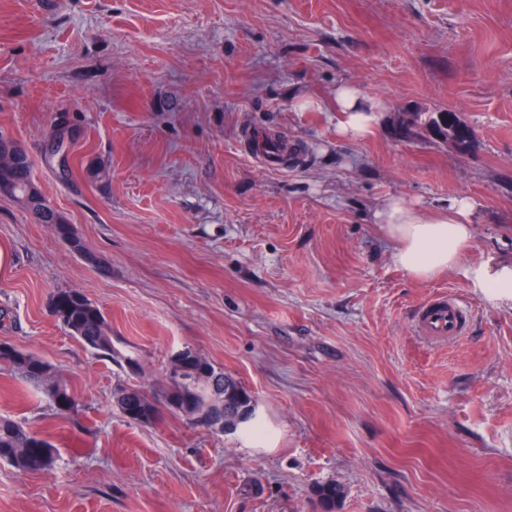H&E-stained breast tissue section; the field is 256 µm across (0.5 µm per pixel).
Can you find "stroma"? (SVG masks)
I'll return each instance as SVG.
<instances>
[{"instance_id":"obj_1","label":"stroma","mask_w":512,"mask_h":512,"mask_svg":"<svg viewBox=\"0 0 512 512\" xmlns=\"http://www.w3.org/2000/svg\"><path fill=\"white\" fill-rule=\"evenodd\" d=\"M344 83L386 104L358 142L336 136ZM438 107L474 130L467 155L397 135ZM257 131L297 157L267 168ZM0 135L98 258L0 194V342L82 404L60 415L0 370V416L59 456L0 462V512H319L328 482L336 512H512V301L464 272L512 257V0H0ZM391 196L468 198L464 268L399 269L372 222ZM69 288L140 370L57 321ZM441 293L471 322L433 346L412 322ZM187 346L254 393L264 439L115 408ZM315 496L323 512H335L336 505L343 496V489L339 484L329 482L318 485Z\"/></svg>"}]
</instances>
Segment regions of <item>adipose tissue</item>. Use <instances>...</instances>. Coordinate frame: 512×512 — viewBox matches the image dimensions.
<instances>
[{
    "mask_svg": "<svg viewBox=\"0 0 512 512\" xmlns=\"http://www.w3.org/2000/svg\"><path fill=\"white\" fill-rule=\"evenodd\" d=\"M336 135L358 141L373 134L384 110L381 101L364 96L354 84L336 89ZM473 205L464 198L447 209L427 214L399 197L386 199L373 220L393 244L396 265L412 279L426 281L464 268L463 250L472 237ZM474 287L497 298L512 299V261L466 268Z\"/></svg>",
    "mask_w": 512,
    "mask_h": 512,
    "instance_id": "obj_1",
    "label": "adipose tissue"
}]
</instances>
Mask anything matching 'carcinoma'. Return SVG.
I'll return each instance as SVG.
<instances>
[{
    "label": "carcinoma",
    "instance_id": "cac0c4a2",
    "mask_svg": "<svg viewBox=\"0 0 512 512\" xmlns=\"http://www.w3.org/2000/svg\"><path fill=\"white\" fill-rule=\"evenodd\" d=\"M395 128L403 139L429 138L444 143L452 140L465 155L473 143L472 131L458 119L456 113L436 108L432 111L401 112ZM0 191L17 199L41 224L50 225L55 234L70 244V249L92 263L97 257L86 249L72 225L42 195L33 182L31 163L26 152L0 157ZM51 311L71 336L81 341L93 353L118 365L131 364L134 359L122 355L112 345V326L98 306L80 290H61L53 295ZM195 360L180 380L171 377L156 388L120 387L114 392V404L123 409L125 403L136 405V423L157 419L160 407L177 412L190 422L202 415H224V391H229L236 407L250 402L249 390L234 376L217 368L191 347L183 348ZM0 368L14 377L33 385L60 414L79 412V402L69 392L56 368L40 356L0 342ZM58 450L46 438L6 417H0V461L21 472H49L54 469ZM322 512H336L343 496L340 485L329 482L315 490Z\"/></svg>",
    "mask_w": 512,
    "mask_h": 512
}]
</instances>
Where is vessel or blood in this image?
<instances>
[{"label": "vessel or blood", "mask_w": 512, "mask_h": 512, "mask_svg": "<svg viewBox=\"0 0 512 512\" xmlns=\"http://www.w3.org/2000/svg\"><path fill=\"white\" fill-rule=\"evenodd\" d=\"M467 325L465 306L454 299L439 297L418 312L413 331L433 345H446L464 335Z\"/></svg>", "instance_id": "obj_1"}]
</instances>
